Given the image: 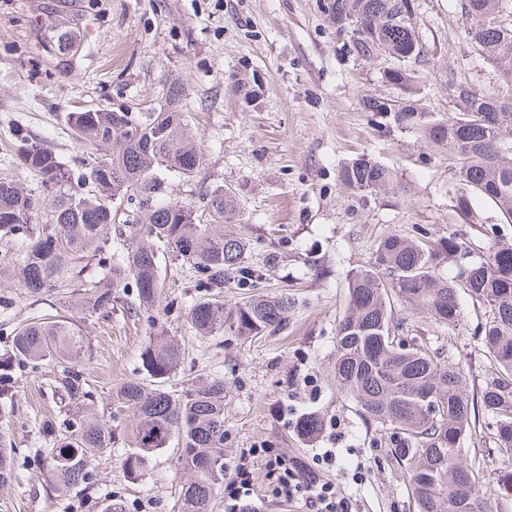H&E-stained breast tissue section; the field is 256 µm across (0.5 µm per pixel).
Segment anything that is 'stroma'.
Returning <instances> with one entry per match:
<instances>
[{
  "label": "stroma",
  "instance_id": "obj_1",
  "mask_svg": "<svg viewBox=\"0 0 512 512\" xmlns=\"http://www.w3.org/2000/svg\"><path fill=\"white\" fill-rule=\"evenodd\" d=\"M322 0H0V176L10 175L50 198L22 167L16 136L50 148L73 168L82 150L65 121L85 108L144 112L160 103L172 81L185 87L181 108L205 154L193 181L172 180L176 200L203 209V192L222 184L235 194L230 232L246 238L259 277L254 289L225 288L236 302L255 293L288 294L292 306L281 330L243 339L228 334L196 338L186 315L196 290L179 268L168 267L165 307L155 322L115 307L108 323L81 325L94 350L85 373L99 410L113 388L139 377L140 350L163 326L191 353L181 368L224 379L227 457L267 443L312 461L315 444L295 429L307 411L323 414L342 439L326 476L349 498L353 512H415L406 478L392 457L389 427L364 422L354 402L329 375L336 328L348 303V275L374 257L377 242L396 232L412 238L456 235L473 256L492 238L512 241V224L481 198L472 218L455 207L452 154L430 148L408 132L387 131L360 106L362 97H400L388 82V61L350 52L321 8ZM420 42L435 55L418 95L435 118L452 110L448 80L475 88L497 85L499 73L472 56L460 0H414ZM76 35L72 54L52 51V31ZM367 155L393 174L388 190L363 198L338 182L340 168ZM464 320L440 326L403 305L394 332L428 336L433 348L462 365L467 389L479 395L490 375L478 339L484 309L461 297ZM52 368L18 375L0 410V431L16 449L18 480L0 491V512H66L67 501L45 481L31 451L47 447L38 431L58 416L50 389ZM126 445L95 463L93 498L112 493L126 512H172L187 476L175 464L176 447L153 459L146 475L129 482L121 468Z\"/></svg>",
  "mask_w": 512,
  "mask_h": 512
}]
</instances>
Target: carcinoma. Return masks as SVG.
<instances>
[{
  "label": "carcinoma",
  "mask_w": 512,
  "mask_h": 512,
  "mask_svg": "<svg viewBox=\"0 0 512 512\" xmlns=\"http://www.w3.org/2000/svg\"><path fill=\"white\" fill-rule=\"evenodd\" d=\"M322 8L358 55L377 50L391 60L386 76L402 96L364 97L363 110L383 119L388 130L413 133L456 157V208L462 215L472 213V198L479 196L511 224L512 137L505 131L512 129V0H462L472 52L496 67L502 84L479 90L469 85L462 94L464 82L448 79L455 111L446 120L434 118L413 99L426 79L414 64L428 53L419 41L411 0H327ZM73 44L72 30H56L54 52L67 55ZM184 95L182 85L170 84L161 104L144 118L106 108L67 113V124L86 151L76 171L51 150L17 138L23 168L53 197L40 222L33 219L39 198L17 180L0 178V246L23 244L16 261L0 255V276L14 280L27 299L56 293L77 311L75 317L32 318L15 327L0 355V386L18 371L41 362L53 365L54 393L65 418L42 422L51 444L37 449L35 459L46 465L57 493L83 503L94 485L92 460L116 443L112 418L127 412L125 477L140 480L175 439L180 449L176 466L189 474L175 512H213L224 490L225 430L224 378L175 382L185 350L162 329L142 347L144 377L112 391L109 415L92 412L94 395L82 368L92 350L81 323L112 316L114 303L129 288L135 289V306L126 310H158L162 263L170 259L188 270L198 289L187 318L202 339L275 331L290 308L286 295L234 303L212 298L211 290L226 284L253 287L257 270L242 238L216 231L235 215L224 186L207 189L199 214L169 195V178L189 182L205 160L178 109ZM338 180L367 195L387 189L392 173L362 155L340 169ZM119 198L134 208L114 228ZM468 253V245L454 236L435 244L386 235L374 262L348 275V305L337 328L330 377L365 421L394 430L395 460L405 469L416 512H488L481 488L493 459H469L462 448L472 430L463 368L446 360L425 336H395V303L444 326L464 320L461 292L489 311L483 351L491 377L480 400L497 450L512 458V244L490 246L453 278L442 274L443 256ZM323 426L315 412L296 421L308 441L317 439ZM14 454L12 443L0 434V490L16 479Z\"/></svg>",
  "instance_id": "obj_1"
}]
</instances>
